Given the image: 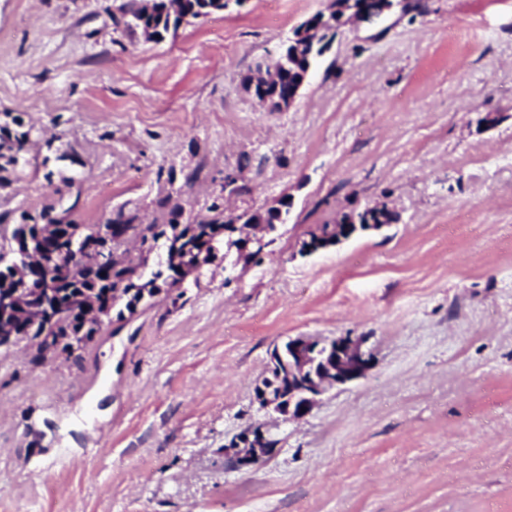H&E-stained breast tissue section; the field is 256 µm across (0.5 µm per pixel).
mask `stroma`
<instances>
[{"mask_svg": "<svg viewBox=\"0 0 512 512\" xmlns=\"http://www.w3.org/2000/svg\"><path fill=\"white\" fill-rule=\"evenodd\" d=\"M121 2L0 0V113L31 141L0 215H288L260 264L216 254L79 359L0 352V512H512V0L343 11L280 111L244 79L336 0H226L159 41ZM367 207L398 220L302 254ZM297 336L373 364L288 422L255 387ZM257 421L275 450L238 467Z\"/></svg>", "mask_w": 512, "mask_h": 512, "instance_id": "stroma-1", "label": "stroma"}]
</instances>
